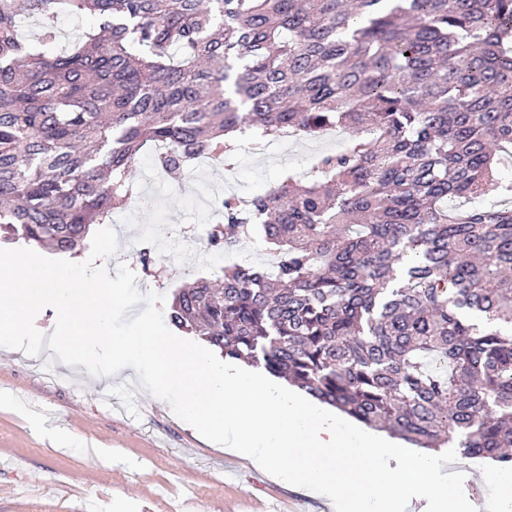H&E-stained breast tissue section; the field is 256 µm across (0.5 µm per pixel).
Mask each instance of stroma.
Segmentation results:
<instances>
[{
  "label": "stroma",
  "instance_id": "35a3bbf8",
  "mask_svg": "<svg viewBox=\"0 0 512 512\" xmlns=\"http://www.w3.org/2000/svg\"><path fill=\"white\" fill-rule=\"evenodd\" d=\"M345 129L318 137L297 136L272 157L243 143L224 164L199 170L194 190L160 173L153 155L142 157L131 178L150 185L145 204L117 211L112 226L120 251L108 269L126 262L140 292L165 296L222 268L268 263L260 238L224 249L204 243L215 216L200 198L224 194L249 198L273 186L284 171L312 174L320 155L343 150ZM153 243L150 269H142L137 242ZM74 444L61 448L58 431ZM202 512H275L296 499L301 512H330L320 500L271 479L250 462L202 441L170 405L140 388L127 367L110 377L84 366L54 363L0 348V512H178L186 499Z\"/></svg>",
  "mask_w": 512,
  "mask_h": 512
}]
</instances>
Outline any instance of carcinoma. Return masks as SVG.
Masks as SVG:
<instances>
[{
	"label": "carcinoma",
	"instance_id": "carcinoma-1",
	"mask_svg": "<svg viewBox=\"0 0 512 512\" xmlns=\"http://www.w3.org/2000/svg\"><path fill=\"white\" fill-rule=\"evenodd\" d=\"M62 13L95 19L67 50ZM511 43L512 0H0V244L74 253L159 146L176 174L344 127L311 181L222 196L208 244L257 234L276 265L179 289L168 320L366 426L512 468ZM490 191L504 204L448 206Z\"/></svg>",
	"mask_w": 512,
	"mask_h": 512
}]
</instances>
